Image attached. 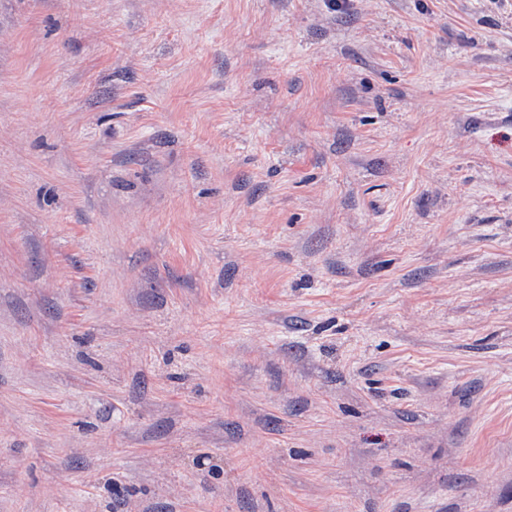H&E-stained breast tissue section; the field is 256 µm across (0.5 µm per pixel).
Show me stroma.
<instances>
[{
    "label": "stroma",
    "instance_id": "stroma-1",
    "mask_svg": "<svg viewBox=\"0 0 512 512\" xmlns=\"http://www.w3.org/2000/svg\"><path fill=\"white\" fill-rule=\"evenodd\" d=\"M0 512H512V0H0Z\"/></svg>",
    "mask_w": 512,
    "mask_h": 512
}]
</instances>
